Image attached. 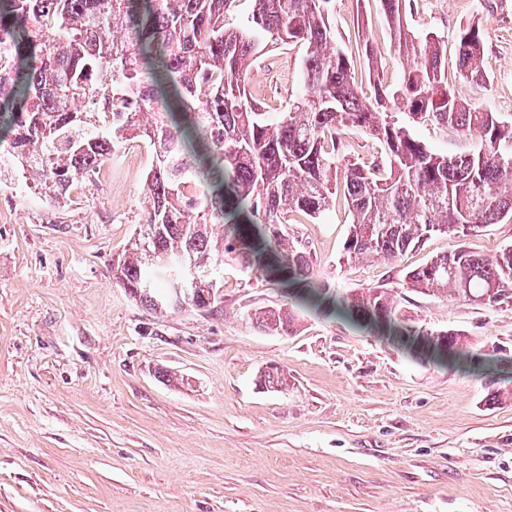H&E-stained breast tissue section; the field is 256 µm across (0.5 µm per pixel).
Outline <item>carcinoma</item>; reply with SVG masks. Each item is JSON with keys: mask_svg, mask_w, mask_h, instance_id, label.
<instances>
[{"mask_svg": "<svg viewBox=\"0 0 512 512\" xmlns=\"http://www.w3.org/2000/svg\"><path fill=\"white\" fill-rule=\"evenodd\" d=\"M239 0H0V141L33 188L59 205L74 182L96 170L117 143L151 151L139 207L143 221L112 276L146 308L189 307L213 314V284L224 261L271 284L301 287L299 301L382 331L420 359L445 364L466 354L462 335L434 333L402 319L398 297L366 288L338 300L309 288V252L290 239L284 215L321 216L336 200V148L344 129L382 147L370 164L346 165L351 213L343 257L350 263L396 258L432 235L460 238L512 217V124L448 88L440 42L408 29L402 0H380L398 53L400 86L372 69L368 100L336 47L330 0H251L248 26L228 21ZM484 31L459 34L461 74L484 84ZM304 46L302 93L272 119L246 79L272 45ZM121 86L127 112L98 128L97 99ZM432 122L480 142L440 155L412 133ZM180 261L163 269L162 258ZM182 302L160 305L175 283ZM402 287L494 307L512 304V246L482 255L461 246L406 272ZM258 327L288 333L290 306L253 313Z\"/></svg>", "mask_w": 512, "mask_h": 512, "instance_id": "1", "label": "carcinoma"}]
</instances>
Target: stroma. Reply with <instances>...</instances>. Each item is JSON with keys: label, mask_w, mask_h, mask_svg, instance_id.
Returning <instances> with one entry per match:
<instances>
[{"label": "stroma", "mask_w": 512, "mask_h": 512, "mask_svg": "<svg viewBox=\"0 0 512 512\" xmlns=\"http://www.w3.org/2000/svg\"><path fill=\"white\" fill-rule=\"evenodd\" d=\"M411 32L437 37L448 85L512 121V0H405ZM485 33L486 84L462 77L458 34ZM331 26L373 96L361 53L371 37L390 86L402 64L379 0H333ZM304 49L267 52L250 91L286 111ZM441 155L478 140L420 123ZM140 141L75 183L66 206L29 189L0 152V512H512V305L488 307L401 288L405 270L454 244L512 245V219L399 259H342L344 198L317 220L288 213L315 282L343 295L401 290V313L466 335L468 360L444 367L344 318L301 312L288 335L251 320L286 304L280 286L224 268V310L156 313L112 277L139 230ZM284 372L273 388L263 374ZM183 375L162 382L159 370Z\"/></svg>", "instance_id": "stroma-1"}]
</instances>
